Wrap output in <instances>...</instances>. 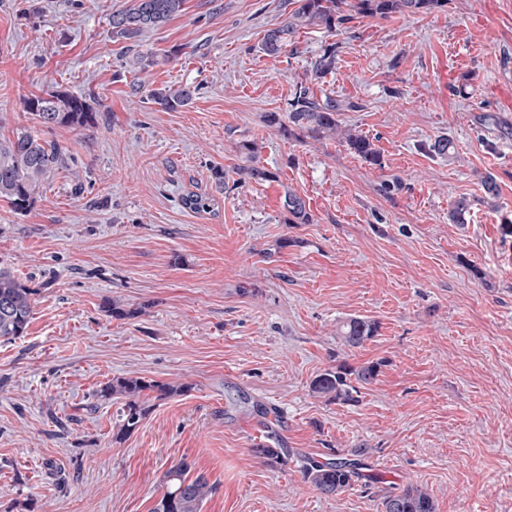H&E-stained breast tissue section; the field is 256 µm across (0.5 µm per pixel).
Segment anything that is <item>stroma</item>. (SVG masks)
<instances>
[{
  "label": "stroma",
  "instance_id": "35a3bbf8",
  "mask_svg": "<svg viewBox=\"0 0 512 512\" xmlns=\"http://www.w3.org/2000/svg\"><path fill=\"white\" fill-rule=\"evenodd\" d=\"M34 2L0 0V139L54 86L101 107L93 132H47L64 163L33 210L0 199V269L35 299L25 336L0 341V512H152L182 460L214 485L201 512H383L410 485L437 512H512V0L348 20L321 79L322 30L258 49L289 0H185L144 33L139 51L160 59L144 71L111 35L131 0ZM304 79L349 102L342 123L380 165L264 125ZM174 84L199 92L176 111L150 103ZM442 135L454 154H426ZM245 141L273 181L238 182ZM217 166L218 216L183 210L185 191H215ZM291 191L312 223H289ZM461 196L462 226L448 218ZM107 300L144 312L115 319ZM354 316L379 331L349 348L336 325ZM344 363L379 366L357 403L312 393ZM118 376L188 390L147 396L121 438L122 400L93 396ZM270 434L294 453H360L368 475L323 495L253 455ZM338 43L336 41L324 45L320 53L310 62L311 74L320 79L333 72L336 68Z\"/></svg>",
  "mask_w": 512,
  "mask_h": 512
}]
</instances>
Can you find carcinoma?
Segmentation results:
<instances>
[{
	"label": "carcinoma",
	"mask_w": 512,
	"mask_h": 512,
	"mask_svg": "<svg viewBox=\"0 0 512 512\" xmlns=\"http://www.w3.org/2000/svg\"><path fill=\"white\" fill-rule=\"evenodd\" d=\"M185 0H132V4L112 14V39L122 40L130 47L139 45L144 32L155 29L184 10ZM447 0H294V8L286 20L264 34L259 49L267 56L281 53L296 44L300 30L318 27L330 36L337 33V25L346 21V15L354 13L363 18H391L430 14L441 10ZM337 42L322 47L310 62L311 74L320 79L336 68ZM197 88L187 84L166 86L150 93L154 104L168 111H176L189 105ZM96 100L67 90H54L33 95L24 102L25 112L34 123L51 130L69 127L89 131L96 126L98 110ZM354 109L353 103L342 104L329 96L317 98L304 82L295 85L289 102L288 114L267 112L264 123L286 139L341 140L351 152L369 166L381 165L380 151L365 135L342 125L339 112ZM426 151L437 157L450 155L453 145L444 136H438L425 146ZM245 164L239 169L241 180L262 184L276 174L261 164L258 147L254 141L242 144ZM62 163V150L54 142L42 139L28 128L19 130L13 139L0 142V198L8 201L18 213L30 211L38 201L43 181ZM184 210L194 214L215 211L219 202L209 193L188 191L180 198ZM288 223L309 224L312 214L305 199L290 192L285 197ZM471 202L458 198L450 211L455 224L467 223ZM34 292L8 272L0 270V340H13L25 335L34 306ZM104 311L116 319L132 318L142 309H126L115 301L103 303ZM379 330L376 321L365 317H350L339 324L337 336L349 348L362 346L373 339ZM378 375V364L369 363L358 368L341 364L328 368L315 376L311 390L329 401L352 404L357 401L359 387L371 383ZM185 384L148 382L138 377H119L101 384L96 390L100 400L122 398L125 400L121 414L120 435L136 430L146 417V392L163 399L183 394ZM273 443L259 442L252 453L271 465H286L291 453ZM300 472L305 480L325 495H334L351 488L361 478L360 470L365 463L346 457L318 460L313 457L298 458ZM190 466L180 461L164 475L165 491L156 501L152 512H201L203 503L214 491L207 477L198 474L188 477ZM384 512H435L433 498L423 489L408 486L393 492L383 501Z\"/></svg>",
	"instance_id": "1"
}]
</instances>
